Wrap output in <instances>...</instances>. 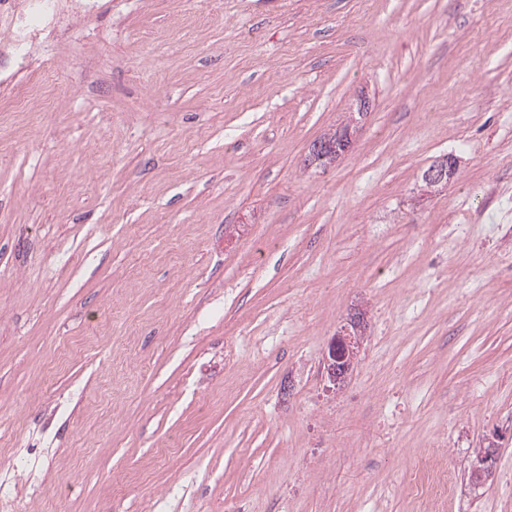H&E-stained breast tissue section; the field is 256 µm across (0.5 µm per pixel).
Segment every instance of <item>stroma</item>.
Here are the masks:
<instances>
[{
	"label": "stroma",
	"mask_w": 512,
	"mask_h": 512,
	"mask_svg": "<svg viewBox=\"0 0 512 512\" xmlns=\"http://www.w3.org/2000/svg\"><path fill=\"white\" fill-rule=\"evenodd\" d=\"M8 1L31 0H0L16 512H416L432 453L440 512H512V0H70L27 112ZM345 125L353 150L306 164ZM456 165L457 161L454 157L448 159L444 156L427 168L423 174V181L428 188L444 189L448 186V180L455 174ZM349 321L352 330L345 328L343 334L333 336L322 358L323 372L332 390L344 386L357 355L360 335L365 328L364 316L360 312L353 314ZM457 479L436 463L432 457L419 467L418 493L422 497V512H434V505L456 494Z\"/></svg>",
	"instance_id": "35a3bbf8"
}]
</instances>
